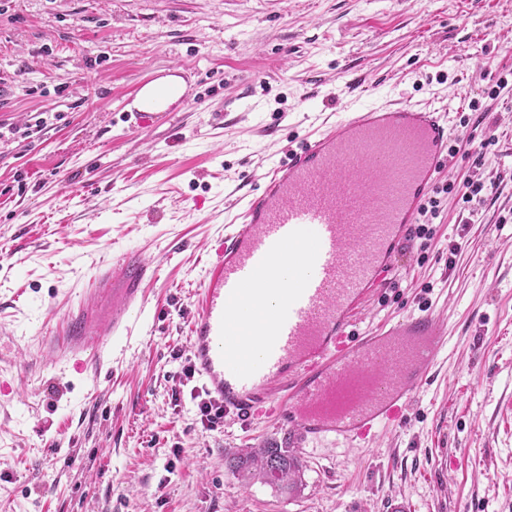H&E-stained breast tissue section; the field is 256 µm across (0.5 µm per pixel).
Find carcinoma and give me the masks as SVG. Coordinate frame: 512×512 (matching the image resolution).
Masks as SVG:
<instances>
[{
	"label": "carcinoma",
	"mask_w": 512,
	"mask_h": 512,
	"mask_svg": "<svg viewBox=\"0 0 512 512\" xmlns=\"http://www.w3.org/2000/svg\"><path fill=\"white\" fill-rule=\"evenodd\" d=\"M229 465L245 478L261 479L285 492L297 486L303 468L301 460L290 449L276 442L233 457Z\"/></svg>",
	"instance_id": "carcinoma-1"
}]
</instances>
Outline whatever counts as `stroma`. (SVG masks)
Instances as JSON below:
<instances>
[{
	"instance_id": "1",
	"label": "stroma",
	"mask_w": 512,
	"mask_h": 512,
	"mask_svg": "<svg viewBox=\"0 0 512 512\" xmlns=\"http://www.w3.org/2000/svg\"><path fill=\"white\" fill-rule=\"evenodd\" d=\"M171 64L187 99L132 130L120 102ZM374 99L451 103L452 190L363 324L430 309L447 340L400 426L308 449L285 495L229 469L274 422H201L193 301L243 197ZM122 251L157 267L133 336L63 353ZM0 486L5 512H512V0H0Z\"/></svg>"
}]
</instances>
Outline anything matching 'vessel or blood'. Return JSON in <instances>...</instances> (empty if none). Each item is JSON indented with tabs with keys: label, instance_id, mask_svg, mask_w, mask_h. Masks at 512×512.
Segmentation results:
<instances>
[{
	"label": "vessel or blood",
	"instance_id": "b4317fda",
	"mask_svg": "<svg viewBox=\"0 0 512 512\" xmlns=\"http://www.w3.org/2000/svg\"><path fill=\"white\" fill-rule=\"evenodd\" d=\"M167 90L138 83L131 128L170 118ZM446 107L364 105L305 138L248 198L210 254L190 322L189 359L225 415H273L296 453L370 446L402 422L437 363L445 329L422 310L359 330L392 282V252L448 161ZM155 266L113 255L93 300L66 317L71 349L98 353L147 301Z\"/></svg>",
	"mask_w": 512,
	"mask_h": 512
}]
</instances>
